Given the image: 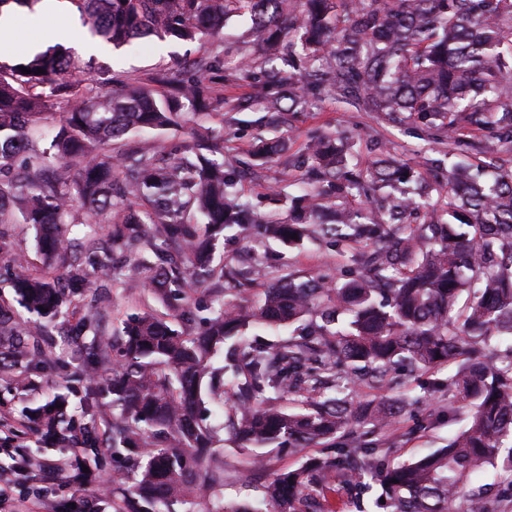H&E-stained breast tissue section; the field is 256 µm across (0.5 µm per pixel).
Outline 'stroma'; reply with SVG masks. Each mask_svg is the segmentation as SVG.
<instances>
[{"label": "stroma", "instance_id": "35a3bbf8", "mask_svg": "<svg viewBox=\"0 0 512 512\" xmlns=\"http://www.w3.org/2000/svg\"><path fill=\"white\" fill-rule=\"evenodd\" d=\"M76 14L72 6L57 14L46 7L19 13V35L13 49L0 52V61L12 63L14 50H26L44 41L48 26L57 20L70 24L69 41L80 45L85 30L73 26ZM251 28L252 19L247 14L230 17L224 24L221 49L227 107L222 117L206 121L207 126L223 129L230 139V147L249 166L239 185L245 200L258 204L261 212L284 219L288 216L286 198L300 192L299 170H288L274 162L262 164L254 157L253 146L261 137L281 140L286 154L298 157L311 134L343 130L354 137L352 155L356 162L365 164L387 152L411 165L429 169L437 176L447 175V155L433 149L431 142L418 138L409 126L382 122L373 113L357 111L335 99H309L305 108L290 115L284 126L256 124V115L250 105L258 90L242 72L244 56L250 48L248 34ZM208 49V44L200 42H138L112 53L96 54L95 60L97 64L107 66L113 76L133 82L146 80L158 72H176L179 63L199 57ZM0 250L22 255L30 268L44 266V258L36 248V232L26 225H7L4 236L0 237ZM256 251L265 254L269 264L285 268L303 281L322 275L339 280L350 267L347 254L328 249L320 241L306 240L289 246L272 240L262 241L255 235L247 237L235 229L227 232L224 260L228 269L242 267L245 253ZM97 288L110 296L113 316L122 317L144 310L158 315L165 312L164 306L147 288L131 287L129 280H105L99 282ZM52 353L56 360L55 368L34 376L30 389L19 391L0 382V414L22 418L28 407L43 403L48 396L63 390L69 393L71 407H78L84 368L83 344L75 337L60 335ZM408 397L410 407L396 427L394 445L387 455L388 460L394 462H408L444 447L467 422L465 412L449 413L447 400L425 392L421 382L409 383ZM217 454L224 463L222 491L225 499L245 497L256 500V487L263 477L250 468L248 453L228 436L221 442ZM112 469L111 454H104L102 468L89 479L83 492H75L71 484L57 478L51 482L49 492L40 494L36 491V481L17 468L10 453L0 447V476L15 482L18 497L39 498L41 503L49 505L51 512H59L65 505H80L87 500L92 501L96 512H114L112 496L100 493L103 486L110 484Z\"/></svg>", "mask_w": 512, "mask_h": 512}]
</instances>
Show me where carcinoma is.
I'll list each match as a JSON object with an SVG mask.
<instances>
[{
    "instance_id": "1",
    "label": "carcinoma",
    "mask_w": 512,
    "mask_h": 512,
    "mask_svg": "<svg viewBox=\"0 0 512 512\" xmlns=\"http://www.w3.org/2000/svg\"><path fill=\"white\" fill-rule=\"evenodd\" d=\"M70 2L103 46L155 37L206 40L211 52L176 76L150 77L161 92L138 82L84 86L79 76L92 66L61 43L0 65V226L19 220L36 228L40 251L53 261L32 272L19 256L10 259L12 288L36 320L23 330L0 305V336L15 337L18 348L12 360L0 356V379L28 388L32 375L53 369L54 321L90 336L81 417L58 393L17 422L35 438L78 449L89 472L61 478L82 487L110 450L119 463L117 512H256L224 500L212 476L211 403L254 467L267 448H321L259 484L266 512H330L336 489L353 497L373 484L387 512H499L470 482L491 467L512 492V0ZM245 13L256 45L246 77L264 89L258 123L277 125L310 95L347 98L385 121L403 114L435 130L448 155L464 157L448 167V184L389 154L352 169L351 145L339 134L313 137L294 162L267 142L256 155L304 170V188L291 199L288 221L263 220L239 199L240 159L203 124L171 156L162 145L126 140L138 128L174 126L187 111L224 109L219 35L224 21ZM285 44L287 74L274 66ZM54 108L62 120L41 149L33 127ZM432 192L437 209L412 223ZM117 205L122 220L111 233L68 238L79 213L98 217ZM233 226L284 243L315 238L361 249L340 285L277 275L257 256L238 276L277 275L261 304L220 294L202 316L195 295L224 277L214 254ZM128 272L168 303L179 326L140 312L122 322L112 344L104 339L111 308L70 323L98 281ZM197 322L199 333L190 329ZM255 325L294 330L269 343L246 334ZM221 349L224 366L215 368ZM451 365L431 389L448 397V413L467 409L465 429L444 448L389 465L384 440L369 436L400 423L407 398L364 402L358 390L401 389ZM288 395L298 408L278 404Z\"/></svg>"
}]
</instances>
